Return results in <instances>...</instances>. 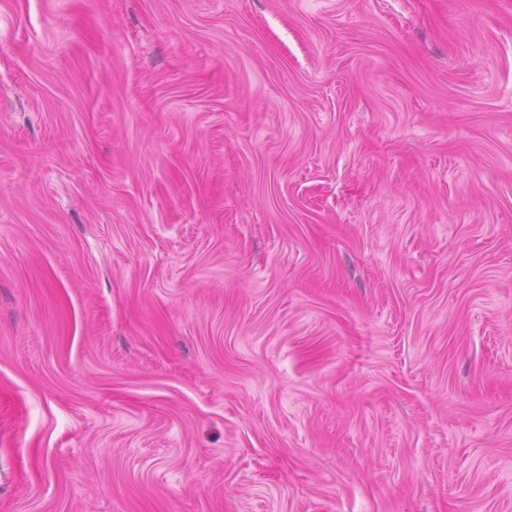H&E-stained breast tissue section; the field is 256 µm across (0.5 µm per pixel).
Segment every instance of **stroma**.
Here are the masks:
<instances>
[{
  "label": "stroma",
  "instance_id": "35a3bbf8",
  "mask_svg": "<svg viewBox=\"0 0 512 512\" xmlns=\"http://www.w3.org/2000/svg\"><path fill=\"white\" fill-rule=\"evenodd\" d=\"M0 512H512V0H0Z\"/></svg>",
  "mask_w": 512,
  "mask_h": 512
}]
</instances>
